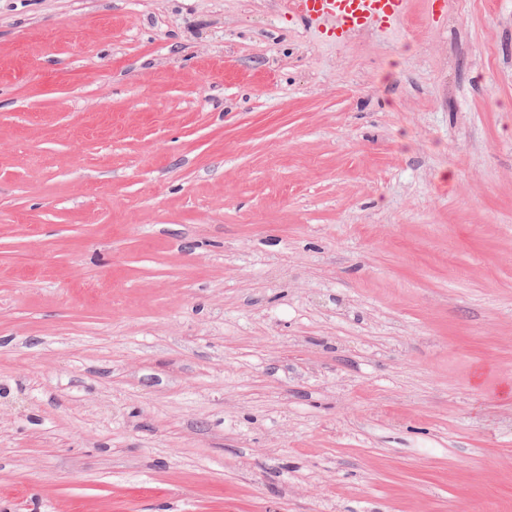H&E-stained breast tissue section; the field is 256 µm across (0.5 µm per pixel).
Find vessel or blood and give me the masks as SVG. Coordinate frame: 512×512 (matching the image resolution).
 <instances>
[{
	"mask_svg": "<svg viewBox=\"0 0 512 512\" xmlns=\"http://www.w3.org/2000/svg\"><path fill=\"white\" fill-rule=\"evenodd\" d=\"M299 19L332 18L340 34L365 28L371 21L391 19L403 12V0H293Z\"/></svg>",
	"mask_w": 512,
	"mask_h": 512,
	"instance_id": "b4317fda",
	"label": "vessel or blood"
}]
</instances>
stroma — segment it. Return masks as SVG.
Returning a JSON list of instances; mask_svg holds the SVG:
<instances>
[{
	"mask_svg": "<svg viewBox=\"0 0 512 512\" xmlns=\"http://www.w3.org/2000/svg\"><path fill=\"white\" fill-rule=\"evenodd\" d=\"M0 512H512V0H0ZM302 21L333 18L336 36L365 28L373 20L393 19L403 13V0H292Z\"/></svg>",
	"mask_w": 512,
	"mask_h": 512,
	"instance_id": "obj_1",
	"label": "stroma"
}]
</instances>
